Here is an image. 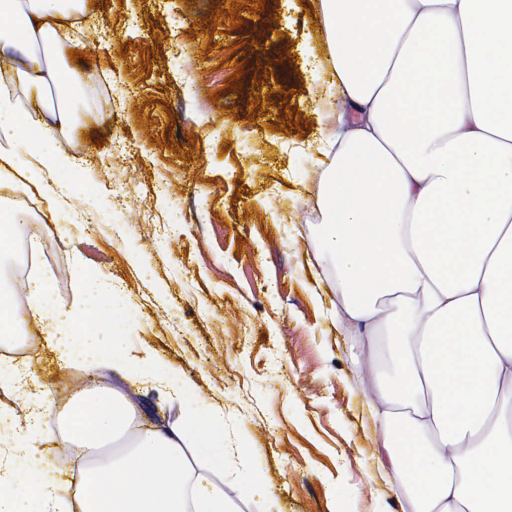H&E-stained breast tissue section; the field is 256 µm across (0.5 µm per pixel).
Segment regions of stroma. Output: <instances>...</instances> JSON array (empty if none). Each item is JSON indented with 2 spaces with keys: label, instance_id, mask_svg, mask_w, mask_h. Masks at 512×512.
<instances>
[{
  "label": "stroma",
  "instance_id": "1",
  "mask_svg": "<svg viewBox=\"0 0 512 512\" xmlns=\"http://www.w3.org/2000/svg\"><path fill=\"white\" fill-rule=\"evenodd\" d=\"M93 78L71 97L58 148L70 225L49 267L128 290L122 345L166 362L199 407H224V481L242 512H398L373 442L366 355L336 317L309 244L315 138L336 126L315 0H90ZM22 361L54 402L52 432L82 390L139 400L140 428L178 420L172 388L60 368L27 322ZM246 456H239V449Z\"/></svg>",
  "mask_w": 512,
  "mask_h": 512
}]
</instances>
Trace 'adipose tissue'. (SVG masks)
Listing matches in <instances>:
<instances>
[{
  "label": "adipose tissue",
  "instance_id": "adipose-tissue-1",
  "mask_svg": "<svg viewBox=\"0 0 512 512\" xmlns=\"http://www.w3.org/2000/svg\"><path fill=\"white\" fill-rule=\"evenodd\" d=\"M329 97L349 105L320 134L310 248L328 262L336 315L372 363L376 448L401 512H512V0H319ZM85 0H0V60L43 51L14 84L64 93L89 73L61 67L82 49ZM0 85V142L28 144L0 163L13 188L37 193L51 223L68 224L59 180L77 168L45 113L20 111ZM62 308L52 281L22 294L61 366L81 363L143 384L169 377L160 359L102 351L78 330L100 303L125 302L105 276L77 272ZM0 389L23 394L0 410V512H239L224 474V410L185 405L175 422L137 433L118 457L60 481L43 442L81 454L132 430L141 408L119 392L83 393L60 434L53 403L27 368L0 361Z\"/></svg>",
  "mask_w": 512,
  "mask_h": 512
}]
</instances>
